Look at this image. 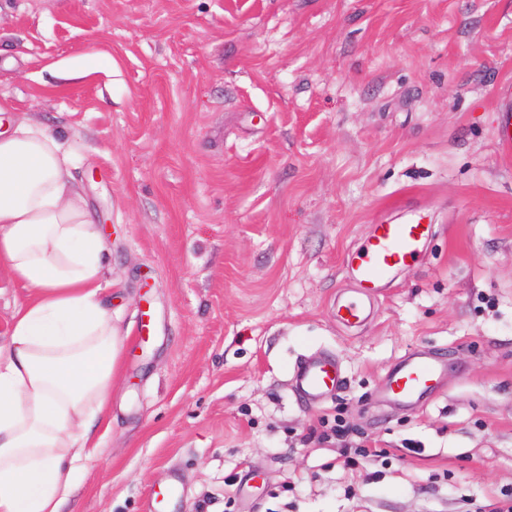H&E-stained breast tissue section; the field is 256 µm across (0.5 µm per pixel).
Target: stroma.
Wrapping results in <instances>:
<instances>
[{"instance_id":"35a3bbf8","label":"stroma","mask_w":512,"mask_h":512,"mask_svg":"<svg viewBox=\"0 0 512 512\" xmlns=\"http://www.w3.org/2000/svg\"><path fill=\"white\" fill-rule=\"evenodd\" d=\"M512 0H0V98L51 128L111 251L125 349L63 512H470L512 492ZM423 257L356 327L348 263L395 204ZM152 315L140 335L142 310ZM424 351L416 410L384 375ZM333 356L344 389L300 402ZM384 452L360 464L320 417ZM363 313L364 306L359 298H348L336 303V315L346 323H360ZM344 379L337 361L315 352L296 363L291 384L297 395L308 403H322L343 387ZM180 492V480L173 477L171 482L153 491L148 502L149 512H168L170 502L179 497Z\"/></svg>"}]
</instances>
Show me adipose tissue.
Wrapping results in <instances>:
<instances>
[{"instance_id": "1", "label": "adipose tissue", "mask_w": 512, "mask_h": 512, "mask_svg": "<svg viewBox=\"0 0 512 512\" xmlns=\"http://www.w3.org/2000/svg\"><path fill=\"white\" fill-rule=\"evenodd\" d=\"M74 165L47 127L0 131V263L30 292L0 340V512H62L122 352L101 288L109 241Z\"/></svg>"}]
</instances>
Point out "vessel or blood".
Returning a JSON list of instances; mask_svg holds the SVG:
<instances>
[{"label":"vessel or blood","mask_w":512,"mask_h":512,"mask_svg":"<svg viewBox=\"0 0 512 512\" xmlns=\"http://www.w3.org/2000/svg\"><path fill=\"white\" fill-rule=\"evenodd\" d=\"M433 233L425 216L407 213L396 219H384L373 225L350 263L357 297L337 302L336 314L344 322L362 320V300L390 279L399 269L409 267L420 255ZM443 372L439 362L425 354L403 358L390 367L384 388L392 404L411 407L421 402ZM291 384L297 395L310 403H321L344 385L340 364L315 352L303 356L294 366ZM181 483L172 479L154 490L148 502L149 512H167L171 501L179 497Z\"/></svg>","instance_id":"1"}]
</instances>
